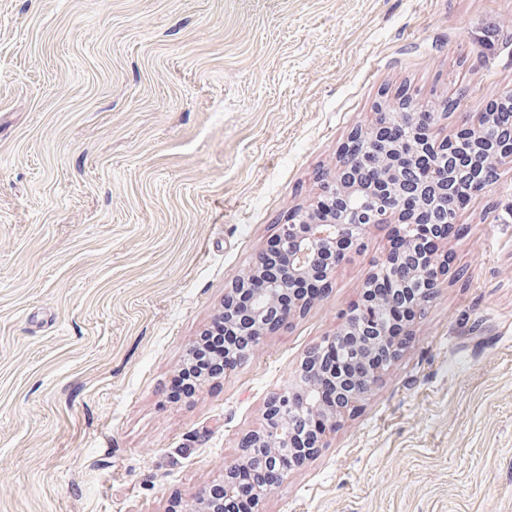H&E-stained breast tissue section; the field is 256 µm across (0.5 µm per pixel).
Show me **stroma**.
I'll list each match as a JSON object with an SVG mask.
<instances>
[{
	"mask_svg": "<svg viewBox=\"0 0 512 512\" xmlns=\"http://www.w3.org/2000/svg\"><path fill=\"white\" fill-rule=\"evenodd\" d=\"M512 93V0H0V512H174L389 249L247 362L167 387L376 107L437 139ZM458 101L444 110L445 98ZM410 340L261 512H512V159Z\"/></svg>",
	"mask_w": 512,
	"mask_h": 512,
	"instance_id": "35a3bbf8",
	"label": "stroma"
}]
</instances>
